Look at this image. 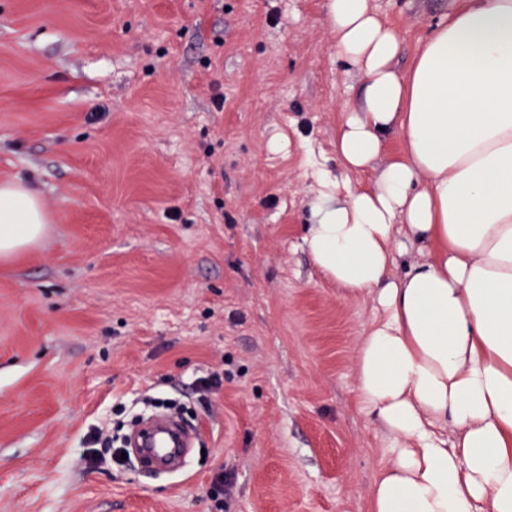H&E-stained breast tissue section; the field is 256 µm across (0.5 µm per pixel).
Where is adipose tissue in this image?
I'll return each instance as SVG.
<instances>
[{"mask_svg":"<svg viewBox=\"0 0 512 512\" xmlns=\"http://www.w3.org/2000/svg\"><path fill=\"white\" fill-rule=\"evenodd\" d=\"M327 10L356 100L336 132L345 176L318 171L304 241L379 312L354 365L386 458L367 512H512V0H468L405 73L372 0ZM49 222L36 188L0 183L1 260Z\"/></svg>","mask_w":512,"mask_h":512,"instance_id":"obj_1","label":"adipose tissue"}]
</instances>
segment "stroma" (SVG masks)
I'll use <instances>...</instances> for the list:
<instances>
[{
	"label": "stroma",
	"instance_id": "obj_1",
	"mask_svg": "<svg viewBox=\"0 0 512 512\" xmlns=\"http://www.w3.org/2000/svg\"><path fill=\"white\" fill-rule=\"evenodd\" d=\"M326 2L0 0V182L53 218L0 262V512H217L220 470L230 512H366L376 311L303 242L354 98ZM464 5L374 0L397 67ZM148 396L184 405L185 467L88 468L84 436Z\"/></svg>",
	"mask_w": 512,
	"mask_h": 512
}]
</instances>
